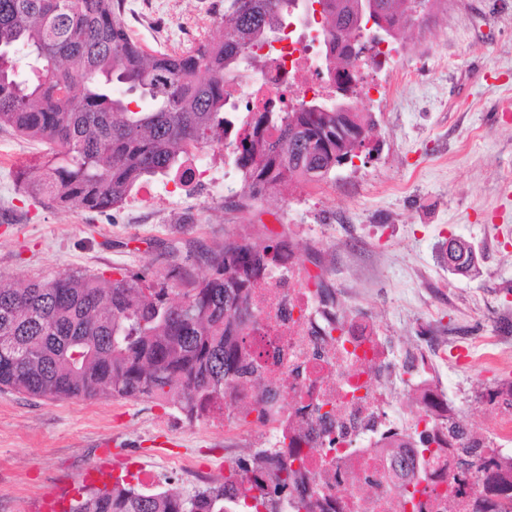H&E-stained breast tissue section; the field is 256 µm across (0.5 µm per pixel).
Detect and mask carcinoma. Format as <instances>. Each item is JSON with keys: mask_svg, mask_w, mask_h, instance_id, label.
I'll return each mask as SVG.
<instances>
[{"mask_svg": "<svg viewBox=\"0 0 512 512\" xmlns=\"http://www.w3.org/2000/svg\"><path fill=\"white\" fill-rule=\"evenodd\" d=\"M293 0H224L222 39L182 54L152 50L127 31L126 0H0V127L50 146L40 174L20 172L25 192L77 216L119 208L146 178L181 185L190 157L220 144L241 175V196L257 201L320 182L336 160L366 145L373 120L363 112L305 109L228 112L252 46L283 31ZM340 33L361 26L354 0H317ZM417 0H375L394 37ZM288 241L262 249L233 239L203 255L206 273L186 268L172 282L147 283V270L107 279L89 271L0 282V390L47 400L146 399L172 403L186 420L221 416L224 386H246L259 366L244 347L253 295L288 255ZM463 243L448 264L477 271ZM271 416L264 404L233 418ZM453 478L476 477L489 492L483 512H512V466L493 448H450ZM218 485L192 493L141 490L120 476L79 488L65 512H280V494L297 481L276 448H259Z\"/></svg>", "mask_w": 512, "mask_h": 512, "instance_id": "1", "label": "carcinoma"}]
</instances>
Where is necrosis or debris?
<instances>
[{
    "mask_svg": "<svg viewBox=\"0 0 512 512\" xmlns=\"http://www.w3.org/2000/svg\"><path fill=\"white\" fill-rule=\"evenodd\" d=\"M258 53L227 108L329 94L315 26L290 23L278 46ZM246 345L275 398L267 431L299 473L283 512H305L304 500L314 512H480L479 488L449 486L447 455L419 443L425 431L448 439V403L434 380L389 367L378 328L324 303L296 256L261 288ZM414 484L420 492L406 502L402 491Z\"/></svg>",
    "mask_w": 512,
    "mask_h": 512,
    "instance_id": "4bbe7bcc",
    "label": "necrosis or debris"
}]
</instances>
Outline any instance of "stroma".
<instances>
[{
  "instance_id": "obj_1",
  "label": "stroma",
  "mask_w": 512,
  "mask_h": 512,
  "mask_svg": "<svg viewBox=\"0 0 512 512\" xmlns=\"http://www.w3.org/2000/svg\"><path fill=\"white\" fill-rule=\"evenodd\" d=\"M218 0H127L133 38L160 50L220 40ZM404 51L379 93L357 100L373 116L374 150L288 198L235 207L240 174L223 151L198 162L220 182H142L121 208L74 216L33 199L16 175L36 176L46 152L0 129V280L91 271L158 276L229 238L285 237L308 274L345 306L376 320L398 367L426 351L455 413L489 426L477 386L512 381V364L451 353L478 337L512 347V0H430L397 38ZM466 239L480 273L448 266V239ZM267 440L228 435L220 419L188 422L171 405L112 398L50 401L0 390V512H30L45 495L74 498L88 469L146 470L190 492L224 479V460ZM194 457L193 475L174 470Z\"/></svg>"
}]
</instances>
